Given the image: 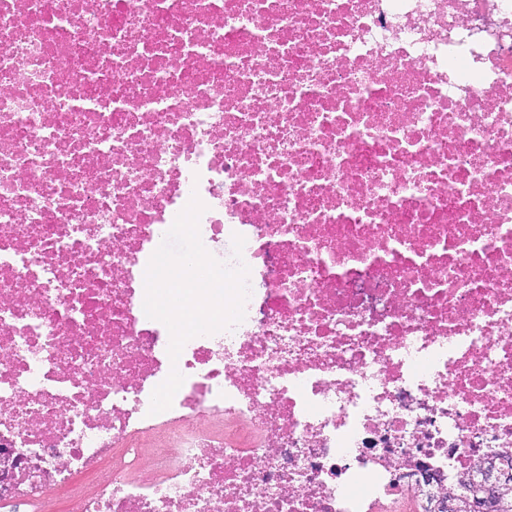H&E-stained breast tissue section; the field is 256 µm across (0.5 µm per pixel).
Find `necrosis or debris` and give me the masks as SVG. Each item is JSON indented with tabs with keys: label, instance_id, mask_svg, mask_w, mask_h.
Instances as JSON below:
<instances>
[{
	"label": "necrosis or debris",
	"instance_id": "obj_1",
	"mask_svg": "<svg viewBox=\"0 0 512 512\" xmlns=\"http://www.w3.org/2000/svg\"><path fill=\"white\" fill-rule=\"evenodd\" d=\"M194 195L251 295L174 361ZM491 456L512 0H0V512H400Z\"/></svg>",
	"mask_w": 512,
	"mask_h": 512
}]
</instances>
